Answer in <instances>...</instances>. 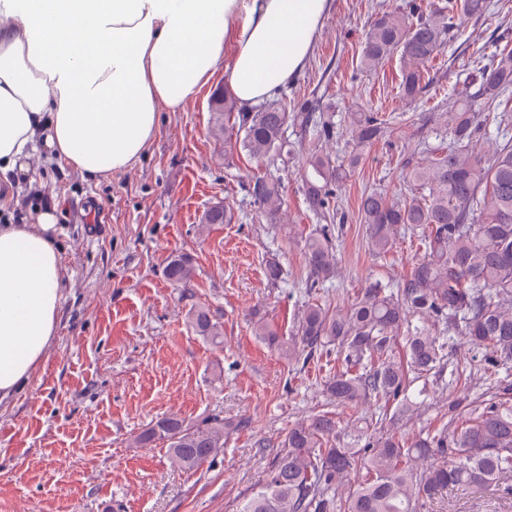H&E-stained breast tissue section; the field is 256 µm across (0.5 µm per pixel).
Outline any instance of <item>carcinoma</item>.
I'll use <instances>...</instances> for the list:
<instances>
[{
  "label": "carcinoma",
  "mask_w": 512,
  "mask_h": 512,
  "mask_svg": "<svg viewBox=\"0 0 512 512\" xmlns=\"http://www.w3.org/2000/svg\"><path fill=\"white\" fill-rule=\"evenodd\" d=\"M487 0H439L423 5L410 0L400 11L376 15L365 33L360 67L375 70L393 57L402 64L400 92L415 100L424 91V67L453 37L459 13L480 15ZM476 93L448 103V147L431 150V160L407 172L417 196L390 201L377 190L362 195L361 220L378 255L394 247L398 229L419 237L424 252L410 278L391 286L368 283L345 309L321 302L305 306L291 336H280L262 319L254 334L291 361L306 350L335 345L345 367L328 378L324 391L338 408L356 410L373 400L389 406L364 426H353L349 441L336 442L338 421L330 411L316 413L288 429L267 472L264 485L243 499L239 512H421L423 500L439 488L484 487L512 475V139L503 130L512 113L500 109V97L512 87V53L477 67ZM237 113L236 144L263 161L288 153L284 133L293 127L304 141L330 140L335 126L320 98L303 99L288 109L269 104L245 110L219 96L213 134L224 135V115ZM352 140L361 148L384 133L372 112L351 114ZM494 139V148L478 154L473 143ZM361 154L333 165L309 154L312 177L305 181L310 209L330 212L334 187L350 176ZM253 203L271 224L279 223L281 178H255L248 188ZM230 206L210 208L203 223L230 224ZM311 287L333 273L332 236L323 225L304 241ZM185 255L164 268L173 284L192 276ZM419 316L414 324L410 317ZM188 324L213 344L224 342L223 324L206 306H193ZM405 337L406 361L396 359L395 344ZM457 336L484 349L494 367L487 380L494 396L487 402L448 396V422L421 430L410 440L395 425L418 414L426 387L415 381L444 369L446 350ZM227 423L218 414L196 422L164 417L132 440L136 447L161 443L170 459L191 471L224 453ZM364 471L360 479L351 474Z\"/></svg>",
  "instance_id": "carcinoma-1"
}]
</instances>
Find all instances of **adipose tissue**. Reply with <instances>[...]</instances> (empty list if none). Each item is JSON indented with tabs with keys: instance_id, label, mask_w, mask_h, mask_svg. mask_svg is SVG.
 Segmentation results:
<instances>
[{
	"instance_id": "ef3b65f1",
	"label": "adipose tissue",
	"mask_w": 512,
	"mask_h": 512,
	"mask_svg": "<svg viewBox=\"0 0 512 512\" xmlns=\"http://www.w3.org/2000/svg\"><path fill=\"white\" fill-rule=\"evenodd\" d=\"M331 0H0V175L38 146L83 176L130 169L224 65L248 107L304 69ZM66 269L51 210L0 224V404L57 333Z\"/></svg>"
}]
</instances>
